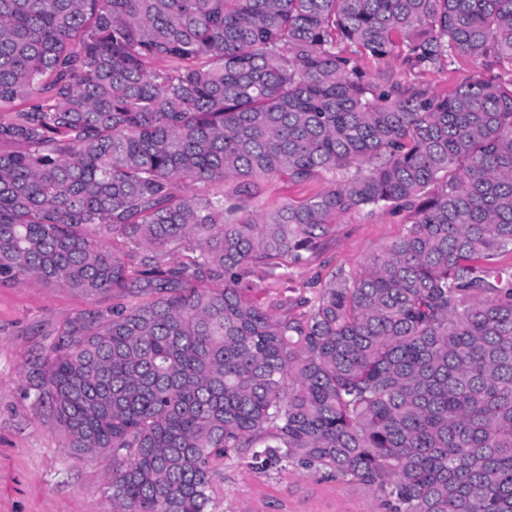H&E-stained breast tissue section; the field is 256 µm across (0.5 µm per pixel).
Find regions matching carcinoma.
I'll return each mask as SVG.
<instances>
[{"label":"carcinoma","instance_id":"cac0c4a2","mask_svg":"<svg viewBox=\"0 0 512 512\" xmlns=\"http://www.w3.org/2000/svg\"><path fill=\"white\" fill-rule=\"evenodd\" d=\"M457 56L512 62V0H0V106L24 102L0 275L151 296L78 313L28 370L67 447L112 455V512H208L244 448L386 512H512V78L439 94L389 67ZM378 205L414 221L309 310L245 297ZM329 187L325 178H317L309 183L297 185L285 180L273 179L264 183L252 205L269 209L284 202H299L306 200Z\"/></svg>","mask_w":512,"mask_h":512}]
</instances>
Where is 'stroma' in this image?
I'll list each match as a JSON object with an SVG mask.
<instances>
[{"mask_svg": "<svg viewBox=\"0 0 512 512\" xmlns=\"http://www.w3.org/2000/svg\"><path fill=\"white\" fill-rule=\"evenodd\" d=\"M393 69L402 83L442 94L486 73L479 62L462 56L424 72L398 63ZM328 186L323 178L302 185L273 179L262 185L253 204L269 209L299 202ZM411 222L405 211L364 209L339 216L305 261L284 259L283 279L255 271L249 296L262 304L277 294L288 313H300L333 277L362 271ZM113 303L108 293L89 298L29 278H0V512H112L111 455L73 454L49 409L36 403L27 373L33 353L52 342L56 327ZM215 469L211 512H384L367 487L295 464L265 466L243 453L217 461Z\"/></svg>", "mask_w": 512, "mask_h": 512, "instance_id": "1", "label": "stroma"}]
</instances>
